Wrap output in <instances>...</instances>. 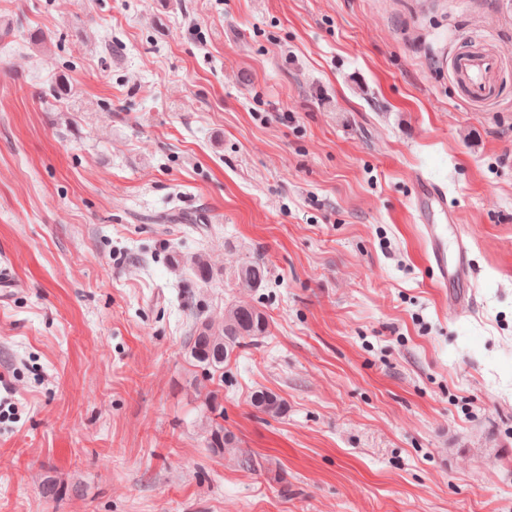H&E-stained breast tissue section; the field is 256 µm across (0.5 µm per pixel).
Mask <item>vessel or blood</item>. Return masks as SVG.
<instances>
[{
  "mask_svg": "<svg viewBox=\"0 0 512 512\" xmlns=\"http://www.w3.org/2000/svg\"><path fill=\"white\" fill-rule=\"evenodd\" d=\"M504 66L503 59L485 40L465 43L448 60L451 79L461 98L475 106L495 100ZM417 206L428 239L429 261L434 277L441 282L468 277V247L461 239L449 243L448 228L443 223L449 215L445 188L430 179H421Z\"/></svg>",
  "mask_w": 512,
  "mask_h": 512,
  "instance_id": "1",
  "label": "vessel or blood"
}]
</instances>
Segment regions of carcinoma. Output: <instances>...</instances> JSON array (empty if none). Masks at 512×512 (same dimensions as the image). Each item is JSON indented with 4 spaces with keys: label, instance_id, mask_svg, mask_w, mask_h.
I'll return each instance as SVG.
<instances>
[{
    "label": "carcinoma",
    "instance_id": "cac0c4a2",
    "mask_svg": "<svg viewBox=\"0 0 512 512\" xmlns=\"http://www.w3.org/2000/svg\"><path fill=\"white\" fill-rule=\"evenodd\" d=\"M194 277L206 282L213 275L212 267L206 257L196 254L187 260ZM267 278L265 262L256 259L238 268L236 279L241 288H260ZM269 318L258 307L250 304L232 303L224 307V323L214 326L207 321L194 325L186 338V347L193 364L210 373L224 370L236 349L259 340L268 333ZM253 407L268 415H280L285 412V402L276 393L268 390H257L252 395ZM208 411L205 423L207 447L219 456L227 457L242 466L249 467L252 459L244 456L235 439L224 432L220 419L224 418V410L218 402V393L209 392L205 398Z\"/></svg>",
    "mask_w": 512,
    "mask_h": 512
}]
</instances>
